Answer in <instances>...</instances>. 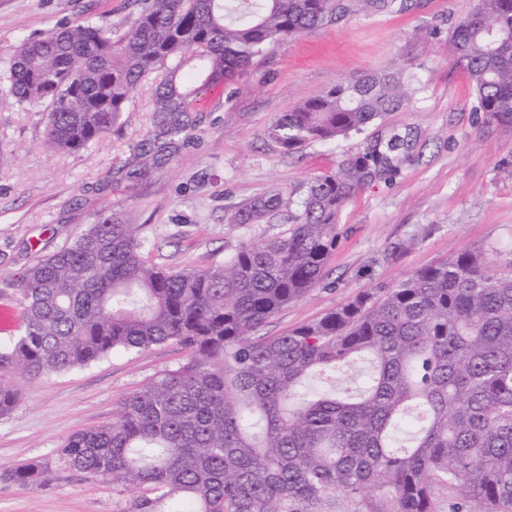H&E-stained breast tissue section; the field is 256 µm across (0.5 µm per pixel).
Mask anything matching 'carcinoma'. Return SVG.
Returning <instances> with one entry per match:
<instances>
[{
    "instance_id": "carcinoma-1",
    "label": "carcinoma",
    "mask_w": 512,
    "mask_h": 512,
    "mask_svg": "<svg viewBox=\"0 0 512 512\" xmlns=\"http://www.w3.org/2000/svg\"><path fill=\"white\" fill-rule=\"evenodd\" d=\"M119 32L84 21L8 50L0 91L45 106L43 148L78 153L114 131L157 72L155 161L195 126L198 95L230 81L280 42L346 12L340 0H137ZM475 88L474 111L512 123V0H475L450 34ZM406 71L338 82L281 113L269 137L286 153L334 143L406 101ZM392 135L315 177L288 234L246 240L221 265L151 263L141 225L102 212L17 279L21 334L0 371L27 378L81 368L118 351L175 341L189 358L126 396L110 425L56 449L70 469L139 496L133 512H311L367 489L393 512H433L442 482L472 512H512V260L465 250L376 292L364 291L286 334L268 318L324 280L336 214L391 167ZM277 193L237 206L260 224ZM18 396L0 383V419ZM46 485V460L0 474Z\"/></svg>"
}]
</instances>
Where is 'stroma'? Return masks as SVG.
Here are the masks:
<instances>
[{"label":"stroma","instance_id":"stroma-1","mask_svg":"<svg viewBox=\"0 0 512 512\" xmlns=\"http://www.w3.org/2000/svg\"><path fill=\"white\" fill-rule=\"evenodd\" d=\"M473 5L389 0L368 7L354 0L349 11L205 92L188 142L138 178V147L152 133V82L140 87L120 129L76 154L43 150V106L0 95V343L20 333L18 274L70 243L102 210L141 225L148 257L159 265L219 264L244 240L288 231L311 180L394 132L410 145L396 153L393 174L339 211L324 281L269 318L259 335L287 333L463 250L512 248V124L474 112L450 41ZM137 12L133 0H0V49L84 19L123 30ZM376 69L415 74L400 111L336 144L310 142L293 154L269 138L280 113ZM272 190L283 207L269 223H229L239 204ZM188 355L170 341L36 379L0 375L19 394L13 414L0 419V470L48 459L54 472L49 484L28 489L0 480V512H131L133 492L69 469L55 451L75 431L111 423L129 393Z\"/></svg>","mask_w":512,"mask_h":512}]
</instances>
